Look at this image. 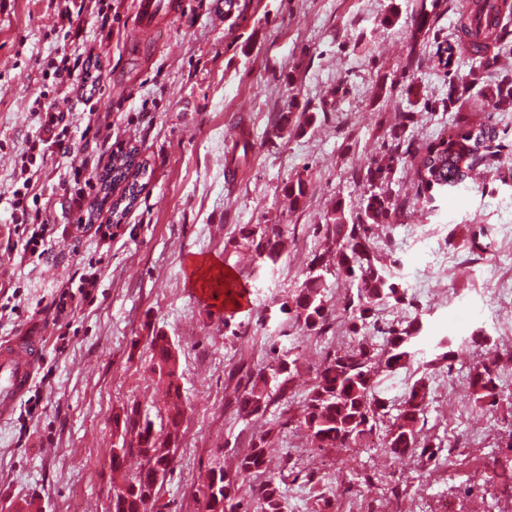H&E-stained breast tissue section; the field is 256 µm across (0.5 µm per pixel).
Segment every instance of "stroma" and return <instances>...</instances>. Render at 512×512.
Returning <instances> with one entry per match:
<instances>
[{
  "mask_svg": "<svg viewBox=\"0 0 512 512\" xmlns=\"http://www.w3.org/2000/svg\"><path fill=\"white\" fill-rule=\"evenodd\" d=\"M60 0H0V242L11 225L9 200L22 184L21 157L39 119L33 101L71 112L70 153L56 154L38 171L41 183L68 179L73 167L93 162L97 173L111 163L112 147L135 150L145 167L142 190L122 215L113 204L121 188L102 202L93 230H74L68 196L53 199L46 217L61 235L38 265L0 254L20 288L21 316L0 317V340L41 324L76 263H93L99 275L92 298L68 318L65 351L46 345L38 374L41 405L20 402L0 423V512H108L112 491L109 450L112 414L119 407L163 404L164 391L147 372L144 338L161 332L179 349L183 441L174 469L158 493L159 512H193L191 492L208 470L215 449L235 466L251 433L269 431L276 453L272 475L282 485L289 512H342L357 504L366 512H423L427 500L454 499L459 512H512V483L485 484L456 466L430 480L419 459L395 458L382 448L351 454L310 448L304 434L283 427L279 406L254 424L236 414L240 365L269 364L270 349L298 346L301 374L285 400L299 411L325 354L347 346L333 334L280 335L265 317L271 299L302 281L308 257L323 246L311 231L336 201L357 209L367 188L355 181L384 150L383 135L402 112H412L413 147L448 128L489 121L504 146L502 161L483 174L480 193L451 191L429 204L414 203L415 156L392 174L396 214L380 230L375 248L396 261V271L419 306L433 336L466 339L484 331L512 378V332L503 311L512 300V112H485L480 99L463 108L443 107L448 78L467 76V60L451 70L435 64L437 47L459 38L448 0H239L224 23L215 15L224 0H182L180 14L156 32L152 44L131 47L133 0H112V29L97 22L98 0H85L79 24L63 23ZM95 46L105 63L95 86H69L57 94L49 64ZM418 68L405 70L409 52ZM414 95H407L406 86ZM314 112L303 135L276 130L279 112ZM249 138L252 149L234 178L224 158ZM310 171L304 206L289 212L281 189ZM241 224H284L286 251L275 268L249 282L252 306L236 314L229 335L214 305L199 300L184 273L187 256L216 258L239 271L247 263L236 250ZM258 342L240 355L242 339ZM457 369L439 366L445 385L427 408L424 434L444 438L449 457L459 446H497L512 432V410L476 411Z\"/></svg>",
  "mask_w": 512,
  "mask_h": 512,
  "instance_id": "stroma-1",
  "label": "stroma"
}]
</instances>
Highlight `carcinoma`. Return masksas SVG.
<instances>
[{
    "label": "carcinoma",
    "mask_w": 512,
    "mask_h": 512,
    "mask_svg": "<svg viewBox=\"0 0 512 512\" xmlns=\"http://www.w3.org/2000/svg\"><path fill=\"white\" fill-rule=\"evenodd\" d=\"M507 0H469L457 12L460 40L436 52L437 66L448 68L455 56L468 58L472 65L469 78L449 80L448 106L463 107L472 98H482V104L493 111H505L512 103V70L501 69L493 80L485 76V68L499 57L497 50L512 35L504 23ZM415 115L403 112L388 127L385 154L357 173L355 179L373 188L363 198L358 211L345 213L339 201L323 224L314 225L327 250L334 256L333 265L325 263V254H312L304 279L287 294L274 299L275 318L283 336H325L343 328L352 344L326 354L316 369L315 382L303 401L297 419L290 418L283 426L295 424L314 448H355L377 431H382L383 444L393 457L416 455L421 461L435 465L441 448L440 437H423L418 424L424 419L431 393L430 377L435 366L462 358L463 349L484 339L477 334L457 342L448 336L435 338L434 358L424 361L416 370L419 374L406 391L392 402L381 388V380L406 369L418 354L417 346L426 337L428 323L419 312L417 299L395 273L393 265L384 263L373 246L375 231L389 224L396 202L389 191L374 192V188L389 184L395 164L410 152L408 130ZM317 121L314 113L303 112L297 117L283 112L275 115L277 129L284 127L300 135ZM242 153L225 163V173L235 175L248 158L251 143L240 140ZM504 145L498 143L494 127L480 125L466 131L455 130L424 144L418 151L415 169L414 197L429 202L447 190L475 188L473 172L479 167H491L500 162ZM141 165L135 151L112 155V184H125V198L133 203L140 189L138 176ZM310 179L299 174L288 181L283 191L288 196V212L300 208L307 197ZM288 225L241 224L240 243L251 249L260 260L258 267L276 265L283 254ZM349 283L350 293L344 297L347 320L338 323L325 295L328 273ZM386 307L409 309L412 314L405 323L378 324V314ZM374 329L383 336L376 344L368 331ZM150 353L149 373L167 375L165 393L173 406H165L157 414L160 422L150 417L139 421V406H124L113 414V436L117 447L110 448L112 473L121 471L127 457L141 459L140 468L123 476V485L112 484L113 512H152L156 487L164 481L170 466L171 449L181 441L180 384L175 380L172 352L177 346L171 338L155 333L147 337ZM273 362L245 374V382H237L240 396L236 404L242 418L259 421L269 408L278 403L293 380L300 374V357L291 352L277 354L271 348ZM468 385L474 407L480 411H496L512 402V389L501 379L500 369L491 359L473 362L469 367ZM397 414L390 415V410ZM273 451L268 432L251 435L246 450L238 457L233 470L210 469L197 481V512H288V504L280 482L273 476L254 486L251 479L268 470Z\"/></svg>",
    "instance_id": "cac0c4a2"
}]
</instances>
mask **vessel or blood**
Here are the masks:
<instances>
[{
  "label": "vessel or blood",
  "mask_w": 512,
  "mask_h": 512,
  "mask_svg": "<svg viewBox=\"0 0 512 512\" xmlns=\"http://www.w3.org/2000/svg\"><path fill=\"white\" fill-rule=\"evenodd\" d=\"M179 0H135V25L130 43L149 42L159 25L177 14ZM43 359V342L36 331L0 344V420L11 416L35 381Z\"/></svg>",
  "instance_id": "vessel-or-blood-1"
}]
</instances>
